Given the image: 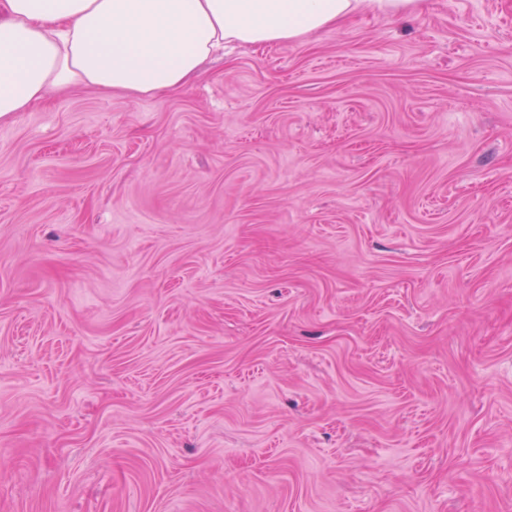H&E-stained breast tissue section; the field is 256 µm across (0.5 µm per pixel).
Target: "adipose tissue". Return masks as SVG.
Wrapping results in <instances>:
<instances>
[{
  "label": "adipose tissue",
  "instance_id": "ef3b65f1",
  "mask_svg": "<svg viewBox=\"0 0 512 512\" xmlns=\"http://www.w3.org/2000/svg\"><path fill=\"white\" fill-rule=\"evenodd\" d=\"M424 0H0V122L74 89L156 97L225 45L300 40L367 10Z\"/></svg>",
  "mask_w": 512,
  "mask_h": 512
}]
</instances>
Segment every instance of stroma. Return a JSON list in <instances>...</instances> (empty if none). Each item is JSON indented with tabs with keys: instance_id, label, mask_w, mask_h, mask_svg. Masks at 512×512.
I'll return each mask as SVG.
<instances>
[{
	"instance_id": "stroma-1",
	"label": "stroma",
	"mask_w": 512,
	"mask_h": 512,
	"mask_svg": "<svg viewBox=\"0 0 512 512\" xmlns=\"http://www.w3.org/2000/svg\"><path fill=\"white\" fill-rule=\"evenodd\" d=\"M0 512H512V0L1 122Z\"/></svg>"
}]
</instances>
